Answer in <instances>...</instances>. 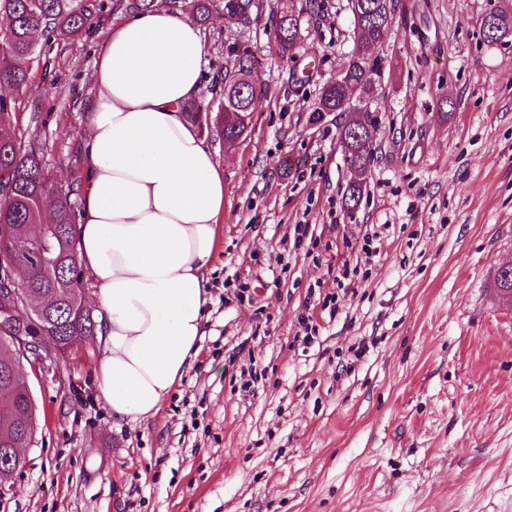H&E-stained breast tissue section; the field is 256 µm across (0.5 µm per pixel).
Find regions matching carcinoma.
Returning a JSON list of instances; mask_svg holds the SVG:
<instances>
[{
	"mask_svg": "<svg viewBox=\"0 0 512 512\" xmlns=\"http://www.w3.org/2000/svg\"><path fill=\"white\" fill-rule=\"evenodd\" d=\"M363 30L354 32V47L340 81L324 85L315 111L350 112L369 103L375 96L371 75L380 69L367 45L381 39L394 19V0H363ZM236 19L242 30L251 25L261 8L260 0H169L172 11L190 9L192 17L202 22L213 10ZM105 0H0V15L9 20L0 29V85L22 90L31 87V64L36 54V39L50 46L60 38H75L91 27L105 10ZM497 21L482 29L484 39L491 43L512 42V5L500 2ZM301 38L299 17L288 4L276 14L275 39L278 50L289 57ZM252 66L251 58L242 57L237 70L227 71L215 81L223 87L224 111L251 115L248 107V84L240 83ZM351 165L367 171L374 159L372 137L348 134L340 139ZM0 228L8 230L9 238L19 247L26 245L37 233L44 242L43 258L26 257L21 272L24 287L47 313V335L64 340L90 336L94 323L90 312L81 307L83 272L80 264L76 226L77 211L70 193L58 189L43 165L42 149L35 140L21 131L17 102L11 96L0 97ZM0 396L10 398L0 404V458L6 449L21 448L30 443L25 434H34L35 403L26 392L0 374Z\"/></svg>",
	"mask_w": 512,
	"mask_h": 512,
	"instance_id": "obj_1",
	"label": "carcinoma"
}]
</instances>
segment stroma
<instances>
[{"instance_id":"35a3bbf8","label":"stroma","mask_w":512,"mask_h":512,"mask_svg":"<svg viewBox=\"0 0 512 512\" xmlns=\"http://www.w3.org/2000/svg\"><path fill=\"white\" fill-rule=\"evenodd\" d=\"M304 4L287 60L281 0L233 36L220 12L200 25L197 124L224 169V216L196 362L146 421L104 405L101 333L25 368L36 430L0 512H512V307L493 287L512 263V42L484 41L490 0H395L372 51L376 152L350 210L348 117L315 107L353 17L348 0ZM127 14L55 42L15 94L63 190L82 186L96 53ZM242 54L262 95L230 143L212 82ZM299 15H295L293 4L284 5L276 14L275 39L282 57L288 58L301 38Z\"/></svg>"}]
</instances>
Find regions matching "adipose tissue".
<instances>
[{"mask_svg":"<svg viewBox=\"0 0 512 512\" xmlns=\"http://www.w3.org/2000/svg\"><path fill=\"white\" fill-rule=\"evenodd\" d=\"M206 64L190 17L157 7L116 19L83 110L77 249L104 313L98 387L134 421L157 414L205 334L224 170L186 109Z\"/></svg>","mask_w":512,"mask_h":512,"instance_id":"ef3b65f1","label":"adipose tissue"}]
</instances>
